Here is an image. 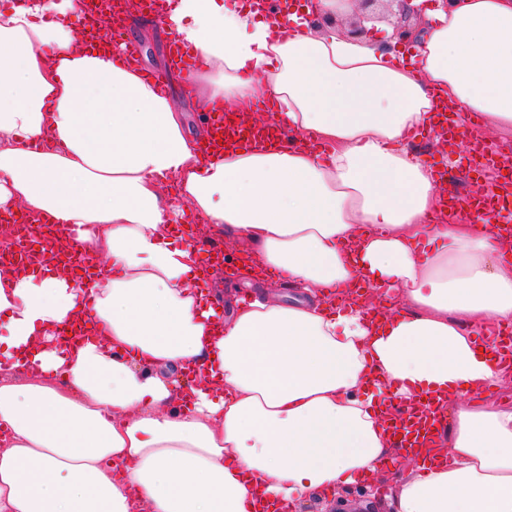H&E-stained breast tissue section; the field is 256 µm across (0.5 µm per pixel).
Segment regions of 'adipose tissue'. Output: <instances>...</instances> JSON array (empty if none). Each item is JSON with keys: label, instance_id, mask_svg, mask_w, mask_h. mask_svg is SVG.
<instances>
[{"label": "adipose tissue", "instance_id": "ef3b65f1", "mask_svg": "<svg viewBox=\"0 0 512 512\" xmlns=\"http://www.w3.org/2000/svg\"><path fill=\"white\" fill-rule=\"evenodd\" d=\"M83 0L0 7V213L47 216L96 275L0 268V512H303L405 460L394 402L447 425L389 512H512V246L442 214L405 146L437 103L512 130V0L427 10L408 61L255 0H167L221 105L292 146L199 156L169 87L90 38ZM302 292L229 310L186 213ZM82 322L76 345L57 331ZM195 366L202 383L179 388Z\"/></svg>", "mask_w": 512, "mask_h": 512}]
</instances>
